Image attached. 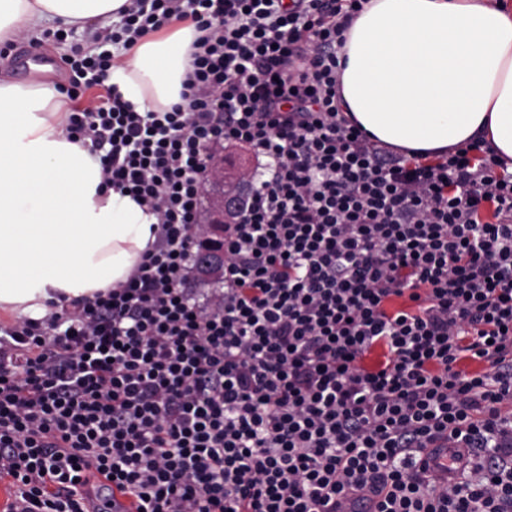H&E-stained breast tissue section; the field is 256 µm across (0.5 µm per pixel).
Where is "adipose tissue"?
Returning a JSON list of instances; mask_svg holds the SVG:
<instances>
[{
  "label": "adipose tissue",
  "mask_w": 512,
  "mask_h": 512,
  "mask_svg": "<svg viewBox=\"0 0 512 512\" xmlns=\"http://www.w3.org/2000/svg\"><path fill=\"white\" fill-rule=\"evenodd\" d=\"M128 0H0V43L52 22L84 29ZM193 24L146 36L112 63L137 112L181 103ZM343 112L406 156L476 141L512 171V0H367L344 32ZM158 219L107 187L99 158L65 130L56 87L0 77V312L38 319L60 297L126 281Z\"/></svg>",
  "instance_id": "1"
}]
</instances>
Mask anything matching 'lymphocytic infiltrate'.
<instances>
[{
  "label": "lymphocytic infiltrate",
  "instance_id": "lymphocytic-infiltrate-1",
  "mask_svg": "<svg viewBox=\"0 0 512 512\" xmlns=\"http://www.w3.org/2000/svg\"><path fill=\"white\" fill-rule=\"evenodd\" d=\"M365 2L130 0L68 59L70 137L159 224L126 281L0 332L6 512H512V172L350 124L338 55ZM184 20V104L141 114L111 87L79 106L116 53ZM219 140L268 177L200 292ZM95 473L112 492L90 511Z\"/></svg>",
  "mask_w": 512,
  "mask_h": 512
}]
</instances>
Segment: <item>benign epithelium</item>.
Returning a JSON list of instances; mask_svg holds the SVG:
<instances>
[{
  "instance_id": "obj_1",
  "label": "benign epithelium",
  "mask_w": 512,
  "mask_h": 512,
  "mask_svg": "<svg viewBox=\"0 0 512 512\" xmlns=\"http://www.w3.org/2000/svg\"><path fill=\"white\" fill-rule=\"evenodd\" d=\"M250 175L251 172L245 167L228 171L224 166V147L217 148L213 152L206 178L208 206L201 222L215 225L230 220L236 196L242 186L248 183Z\"/></svg>"
}]
</instances>
